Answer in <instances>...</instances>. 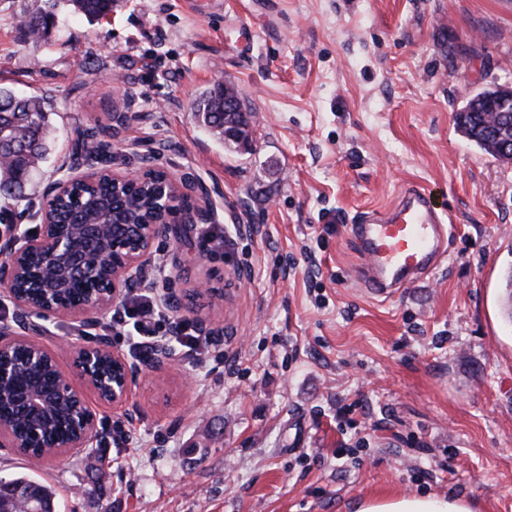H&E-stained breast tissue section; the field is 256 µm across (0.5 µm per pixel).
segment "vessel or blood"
I'll return each instance as SVG.
<instances>
[{
    "mask_svg": "<svg viewBox=\"0 0 512 512\" xmlns=\"http://www.w3.org/2000/svg\"><path fill=\"white\" fill-rule=\"evenodd\" d=\"M443 216L424 188L411 185L391 206L355 217L349 234L365 259L362 277L371 298L389 300L437 268L453 241Z\"/></svg>",
    "mask_w": 512,
    "mask_h": 512,
    "instance_id": "b4317fda",
    "label": "vessel or blood"
}]
</instances>
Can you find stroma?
Here are the masks:
<instances>
[{
	"mask_svg": "<svg viewBox=\"0 0 512 512\" xmlns=\"http://www.w3.org/2000/svg\"><path fill=\"white\" fill-rule=\"evenodd\" d=\"M54 0H0V87L44 96L49 153L0 195V235L42 223L78 132L111 126L113 172L166 170L208 217L158 237L179 318L224 329L206 361L173 355L97 409L92 448L51 463L0 448V479L56 490V512H350L364 498L445 494L512 512V162L457 129L475 94L512 82V0H121L98 22ZM54 10L47 35L25 20ZM232 85L253 131L224 146L191 104ZM125 113L118 124L112 115ZM418 184L454 241L386 302L355 282L348 225ZM210 224L236 233L205 245ZM29 315L70 367L110 337Z\"/></svg>",
	"mask_w": 512,
	"mask_h": 512,
	"instance_id": "obj_1",
	"label": "stroma"
}]
</instances>
